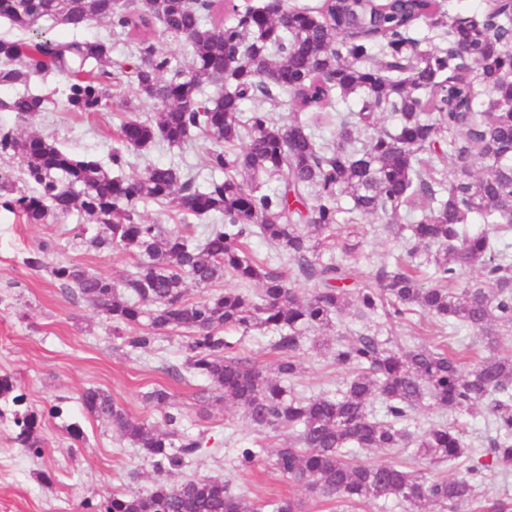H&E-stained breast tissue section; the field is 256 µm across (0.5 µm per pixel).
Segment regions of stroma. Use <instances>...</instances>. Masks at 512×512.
I'll list each match as a JSON object with an SVG mask.
<instances>
[{"mask_svg": "<svg viewBox=\"0 0 512 512\" xmlns=\"http://www.w3.org/2000/svg\"><path fill=\"white\" fill-rule=\"evenodd\" d=\"M128 100L138 101L141 118H154L155 104L138 99L135 85L128 81L115 91L105 111L81 115L54 102L32 117L27 128L53 137L72 153L104 160ZM206 147L198 137L183 146L160 142L134 150L127 172L136 175L152 164L191 162ZM386 221L383 215L368 217L364 225L369 232L357 243L346 232L338 233L335 256L351 268L353 285L363 284L382 261L403 254V243L382 233ZM68 230L65 224H27L0 213V373L20 380L29 406L42 418L46 448L41 458L25 454L11 441V424L0 422V512H85L86 505L99 504L113 492L138 494L152 487L155 473L139 448L83 409L80 396L88 387L108 392L133 419L160 429L165 426L164 412L148 405L143 395L166 388L182 411L186 428L204 442L187 476L228 479L236 494L255 502L303 498L297 486L270 466L268 454L280 446L282 434L257 431L238 408L214 404L203 378L187 372L171 375L170 366L183 363L177 339L161 341L148 352L130 350L110 335L90 303L65 293L48 273L23 264L29 249L52 239L58 247L50 263H77L115 279L131 269V258L121 251L101 254L73 247ZM323 341L324 349L302 357L296 387L308 395L334 391L346 376L328 349L332 336ZM53 405L62 407V417H48ZM71 423L81 426L84 441L67 433ZM244 444L264 449L266 457L251 470H233L232 451Z\"/></svg>", "mask_w": 512, "mask_h": 512, "instance_id": "1", "label": "stroma"}]
</instances>
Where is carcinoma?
<instances>
[{
	"label": "carcinoma",
	"instance_id": "obj_1",
	"mask_svg": "<svg viewBox=\"0 0 512 512\" xmlns=\"http://www.w3.org/2000/svg\"><path fill=\"white\" fill-rule=\"evenodd\" d=\"M511 10L502 5L487 22L447 18L437 0H322L315 11L286 12L272 0H0L7 24L0 112L15 119L0 122V211L28 224H62L75 214L73 241L100 253L118 249L134 262L114 280L49 263L57 244L44 240L24 265L91 303L132 350L184 337V366L218 391L215 401L238 406L254 429L288 432L272 468L332 503L333 512L379 501H395L404 512H422L425 504L467 512L488 473L512 471V357L494 354L503 329L512 328V246L500 243L512 233ZM40 22L71 37L47 39L36 30ZM94 22L108 23L133 50L114 59L109 41L81 36ZM421 22L445 28L447 46L421 48L411 36ZM160 32L190 49L188 69L159 49ZM50 73L64 78L69 112L104 111L126 77L158 106L156 117L126 116L105 162L24 134L20 126L49 102L31 81ZM210 86L219 93L207 94ZM282 93L289 95L286 122L261 107L245 110L247 101L280 106ZM351 97L359 111L336 107ZM383 112L396 116L394 129L378 126ZM332 123L336 137H322L319 128ZM361 130L369 136L360 138ZM194 134L209 142L198 165L153 164L126 175L130 150L181 146ZM202 170L210 173L204 182ZM262 177L279 179L278 188L260 190ZM150 202L204 223L202 237L187 224L146 222L141 206ZM345 213L354 236L358 217L390 216L385 231L408 245L407 259L381 263L354 290L350 269L325 256ZM255 236L288 260L293 276L254 258ZM470 268L478 270L474 280L463 278ZM226 275L237 287L187 296L188 282L205 288ZM347 312L358 326L337 333L332 350L336 366L350 372L344 388L296 392L300 356L320 347L308 333L334 328ZM411 312L436 327L468 329L489 355L471 361L449 344L402 343L376 327L379 318L392 326ZM252 328L272 333L270 369L227 340ZM144 398L170 406L163 388ZM80 401L142 448L159 475L150 491L114 492L90 512H263L226 480L173 481L202 448L201 438L184 432L181 413H166V428L156 430L98 388L84 389ZM425 404L459 415L485 407L493 430L485 459L453 477L433 473L469 449L454 423L410 429ZM0 417L13 423L18 448L42 457L41 420L11 374H0ZM409 447L422 468L351 456L355 448ZM261 453L235 449L236 467H252Z\"/></svg>",
	"mask_w": 512,
	"mask_h": 512
}]
</instances>
